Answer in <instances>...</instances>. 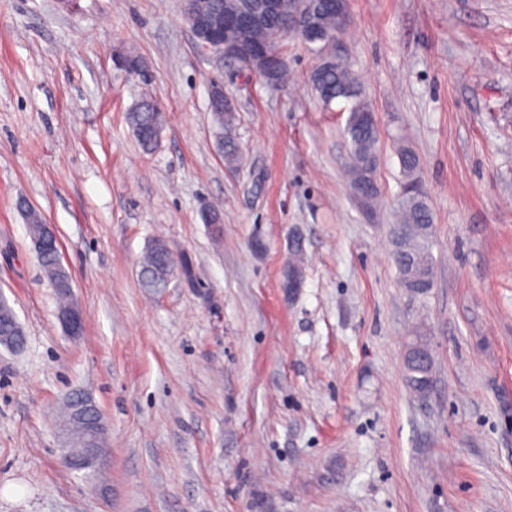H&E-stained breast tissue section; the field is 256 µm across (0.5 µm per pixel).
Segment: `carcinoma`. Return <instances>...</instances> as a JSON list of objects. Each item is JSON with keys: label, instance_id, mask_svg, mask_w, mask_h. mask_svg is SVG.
<instances>
[{"label": "carcinoma", "instance_id": "carcinoma-1", "mask_svg": "<svg viewBox=\"0 0 512 512\" xmlns=\"http://www.w3.org/2000/svg\"><path fill=\"white\" fill-rule=\"evenodd\" d=\"M261 5L262 0H197L198 10L204 14H222L233 10L258 15L253 36L267 43L268 47L283 58V47L289 39L296 36V32L284 24L281 14L265 13ZM308 80L325 104L343 100L352 103L345 129L351 148L349 190L355 200L362 201L370 209L380 195L377 181L380 128L377 125L367 126L361 120V116L369 111V106L362 98L361 83L343 53L332 59L320 58L319 63L309 73ZM128 120L139 145L146 151L151 150L163 128L162 112L143 100L128 114ZM236 120V110L233 108L226 107L224 111L215 113V121L222 129L219 146L225 163L232 168L237 167L241 160V147L235 136ZM397 156L401 185L397 199L396 224L391 227L392 257L400 286L414 295L425 296L434 285L431 255L432 212L420 180L418 156L405 146L399 148ZM19 208L26 211L25 222L29 237L40 236L47 227L40 213L23 201L19 202ZM289 253L290 258L282 274V287L285 289L288 288V273L291 272L300 279L304 278L301 238L292 240ZM38 260L44 276L58 298V310H65L71 302L72 285L58 261L56 250L49 246L44 247ZM177 271L173 255L162 242L156 241L141 261V288L146 293L155 295L169 278L177 275ZM24 338L25 331L14 310L5 299H0V345L22 351L25 348ZM405 381L414 393L426 394L432 384V360L420 357L408 359ZM61 422L71 426L70 447L76 450L84 447L81 439V419L69 399L64 402Z\"/></svg>", "mask_w": 512, "mask_h": 512}]
</instances>
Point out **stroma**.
I'll list each match as a JSON object with an SVG mask.
<instances>
[{"label":"stroma","mask_w":512,"mask_h":512,"mask_svg":"<svg viewBox=\"0 0 512 512\" xmlns=\"http://www.w3.org/2000/svg\"><path fill=\"white\" fill-rule=\"evenodd\" d=\"M343 43L382 132L370 213L346 183L350 104H323L301 43L274 85L199 45L183 0H0V294L27 336L0 346V512H512V0H348ZM215 83L239 116L236 170ZM145 96L165 113L150 152L126 120ZM402 136L433 210L424 299L391 258ZM21 198L57 235L78 339ZM156 239L194 278L149 296ZM417 324L423 398L404 379ZM75 391L102 413L101 485L62 461ZM224 98L227 99L219 86L211 88L210 104L213 110H223ZM214 114L216 123L224 130L219 134V146L224 154V161L229 167H238L241 160V147L235 136L236 110L225 106L224 112H214ZM290 258L288 264L283 269L282 274V288H285L288 293L296 292L299 288H302L295 279L288 280V271L292 272L298 278L304 282V265H303V245L301 238H295L290 243L289 247Z\"/></svg>","instance_id":"obj_1"}]
</instances>
